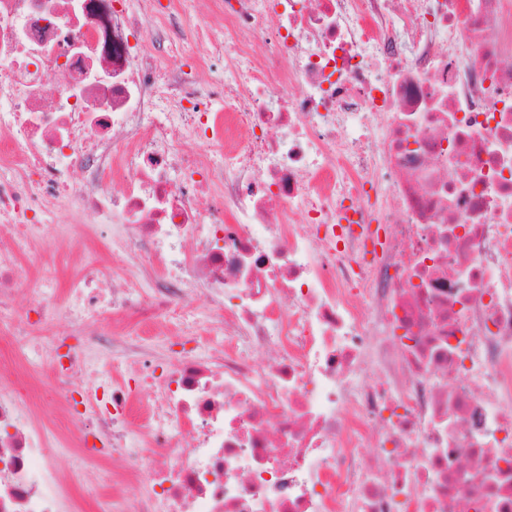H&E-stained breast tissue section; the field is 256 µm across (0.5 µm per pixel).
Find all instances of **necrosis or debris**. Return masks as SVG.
Listing matches in <instances>:
<instances>
[{
	"label": "necrosis or debris",
	"mask_w": 512,
	"mask_h": 512,
	"mask_svg": "<svg viewBox=\"0 0 512 512\" xmlns=\"http://www.w3.org/2000/svg\"><path fill=\"white\" fill-rule=\"evenodd\" d=\"M198 15L0 0V313L43 229L91 220L27 304L68 299L80 345L0 337V512H85V447L113 512L128 483L133 512H512V0H214L220 39ZM190 35L210 86L159 63ZM195 300L222 345L159 363L125 329L189 335Z\"/></svg>",
	"instance_id": "4bbe7bcc"
}]
</instances>
